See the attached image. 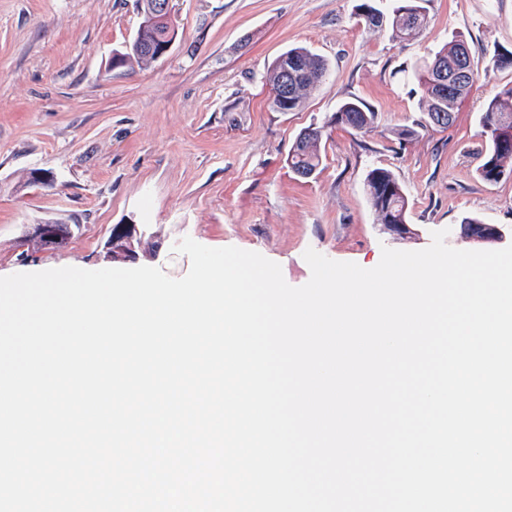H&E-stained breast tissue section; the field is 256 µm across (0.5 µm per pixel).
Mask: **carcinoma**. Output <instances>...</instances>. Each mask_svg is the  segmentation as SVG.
Instances as JSON below:
<instances>
[{
  "instance_id": "carcinoma-1",
  "label": "carcinoma",
  "mask_w": 512,
  "mask_h": 512,
  "mask_svg": "<svg viewBox=\"0 0 512 512\" xmlns=\"http://www.w3.org/2000/svg\"><path fill=\"white\" fill-rule=\"evenodd\" d=\"M424 0H391L388 10L379 7L378 0H360L357 6L361 17L372 19L365 23L368 29L389 27L398 38L407 39L415 36L427 23ZM140 13L153 15V21L138 27L130 47L125 51H115L111 66L125 67L133 62L148 65L157 60L154 48L173 39L175 26L173 22L161 15L153 14L154 0H140ZM461 40L451 41L434 52L433 55L411 66L412 76L418 84L419 111L421 118L416 127L401 128L395 131L397 139L405 141L417 134V128L450 127L461 101L470 92L477 72L474 64H469L470 77L463 85H448L439 90L435 85L433 65L436 63L452 64L460 54ZM288 61L295 62L297 76L285 78L284 61L277 57L268 69L265 79L269 86L276 89L288 83L286 101L271 102L277 112H294L303 107L306 99L328 77L330 66L326 59L311 51L306 46H293L285 51ZM376 115L370 106L357 98H350L339 104L327 125L346 127L356 131H365L372 127ZM481 135L486 147L481 153L478 165L480 178L489 183H497L502 175H512V86L504 87L490 99L480 117ZM325 131L318 129L313 133H299L288 154V167L301 179H308L315 174L322 164L320 143ZM368 199L378 214L382 224L408 223V200L393 174L385 168H376L369 172L365 180ZM76 224L59 222L53 225L52 241H44L30 236L25 237V245L36 250H58L65 247L72 238ZM109 248L105 253L107 262H112V255L126 253L132 261H137L140 254L151 251L146 235L142 234L132 241L114 236L107 241Z\"/></svg>"
}]
</instances>
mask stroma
<instances>
[{"instance_id":"stroma-1","label":"stroma","mask_w":512,"mask_h":512,"mask_svg":"<svg viewBox=\"0 0 512 512\" xmlns=\"http://www.w3.org/2000/svg\"><path fill=\"white\" fill-rule=\"evenodd\" d=\"M358 2L171 0L169 52L115 69L113 50L141 22L137 0H0V276L105 268L111 227L130 221L157 245L140 265L183 277L190 260L173 247L189 237L258 252L294 287L311 276L310 248L370 267L382 247L420 250L445 229L449 246L474 249L455 233L468 216L500 225L512 245V176L488 184L477 173L480 116L512 85L511 68L490 64L495 50H512V0H426L428 24L411 40L367 29ZM456 39L479 75L454 124L397 140L394 130L420 117L407 68ZM293 45L331 72L301 110L278 112L265 75ZM350 97L370 105L373 127L327 130L320 170L298 179L287 162L296 136ZM377 167L404 189L413 236L382 230L365 193ZM34 169L54 184L26 185ZM47 220L80 231L59 250L22 246L29 225Z\"/></svg>"}]
</instances>
